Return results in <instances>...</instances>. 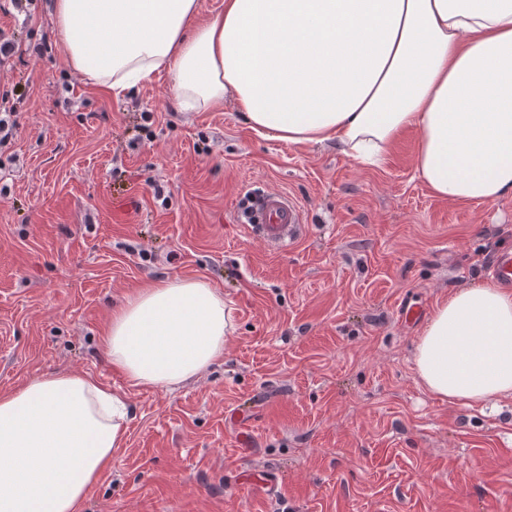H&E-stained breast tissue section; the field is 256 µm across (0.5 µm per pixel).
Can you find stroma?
<instances>
[{
  "label": "stroma",
  "instance_id": "obj_1",
  "mask_svg": "<svg viewBox=\"0 0 512 512\" xmlns=\"http://www.w3.org/2000/svg\"><path fill=\"white\" fill-rule=\"evenodd\" d=\"M0 31L44 47L0 71L18 121L0 151V393L73 372L132 407L81 512H512V399L441 402L413 363L435 305L512 249L511 196L432 195L412 129L371 168L259 136L229 102L179 111L166 73L99 93L58 47L53 0H0ZM266 190L301 209L288 249L242 221ZM162 278L209 282L234 318L223 359L173 391L130 386L99 342Z\"/></svg>",
  "mask_w": 512,
  "mask_h": 512
}]
</instances>
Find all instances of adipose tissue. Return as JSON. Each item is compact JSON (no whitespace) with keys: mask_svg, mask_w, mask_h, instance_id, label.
<instances>
[{"mask_svg":"<svg viewBox=\"0 0 512 512\" xmlns=\"http://www.w3.org/2000/svg\"><path fill=\"white\" fill-rule=\"evenodd\" d=\"M70 66L119 93L173 76L184 112L234 101L252 129L380 165L419 135L415 171L437 197L512 195V0H55ZM233 317L204 280L129 295L102 335L131 386L174 390L224 354ZM422 386L451 403L512 397V290L496 280L438 303L415 341ZM130 403L90 375L0 394V512H80L127 437Z\"/></svg>","mask_w":512,"mask_h":512,"instance_id":"obj_1","label":"adipose tissue"}]
</instances>
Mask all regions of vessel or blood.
Masks as SVG:
<instances>
[{"label":"vessel or blood","instance_id":"vessel-or-blood-1","mask_svg":"<svg viewBox=\"0 0 512 512\" xmlns=\"http://www.w3.org/2000/svg\"><path fill=\"white\" fill-rule=\"evenodd\" d=\"M247 222L265 242L285 247L301 223V211L287 195L264 192L256 196Z\"/></svg>","mask_w":512,"mask_h":512}]
</instances>
